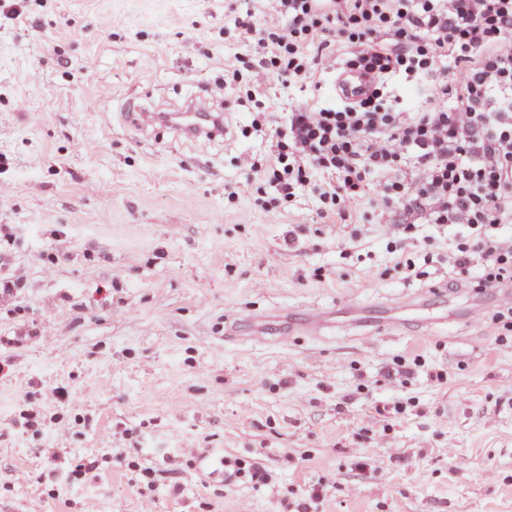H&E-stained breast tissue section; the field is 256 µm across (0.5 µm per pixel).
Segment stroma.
I'll return each instance as SVG.
<instances>
[{"mask_svg": "<svg viewBox=\"0 0 512 512\" xmlns=\"http://www.w3.org/2000/svg\"><path fill=\"white\" fill-rule=\"evenodd\" d=\"M22 6L0 22V272L21 282L0 300V512H512V330L491 319L512 288L449 287L429 224L390 251L400 205L375 181L332 231L316 173L270 211L226 192L268 189L270 129L322 96L225 89L235 18L271 21L258 0ZM189 95L231 135L126 119ZM238 461L267 482L225 480Z\"/></svg>", "mask_w": 512, "mask_h": 512, "instance_id": "35a3bbf8", "label": "stroma"}]
</instances>
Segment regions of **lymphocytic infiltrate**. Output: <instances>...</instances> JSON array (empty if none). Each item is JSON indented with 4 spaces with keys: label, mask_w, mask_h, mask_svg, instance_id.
I'll list each match as a JSON object with an SVG mask.
<instances>
[{
    "label": "lymphocytic infiltrate",
    "mask_w": 512,
    "mask_h": 512,
    "mask_svg": "<svg viewBox=\"0 0 512 512\" xmlns=\"http://www.w3.org/2000/svg\"><path fill=\"white\" fill-rule=\"evenodd\" d=\"M273 24L239 20L247 54L224 59L228 80L248 60L288 55L286 82H322L337 62L372 78L361 96L289 112L277 137L269 205L293 196L302 172L344 210L378 179L399 196V223L448 226V266L474 287L512 284V0H263ZM416 103L389 96L390 79Z\"/></svg>",
    "instance_id": "1"
}]
</instances>
